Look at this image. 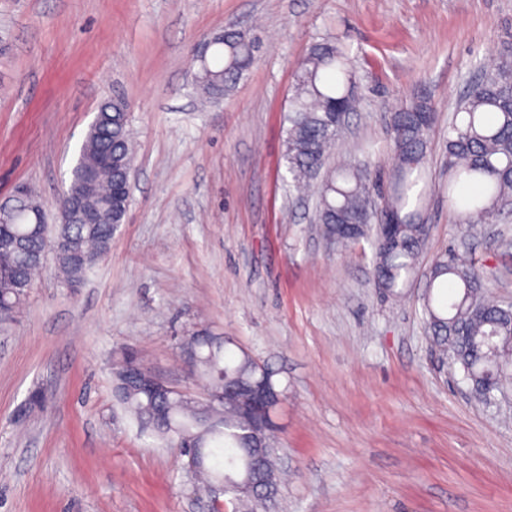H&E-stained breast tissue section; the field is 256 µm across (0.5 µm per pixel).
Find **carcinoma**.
Here are the masks:
<instances>
[{
	"label": "carcinoma",
	"instance_id": "1",
	"mask_svg": "<svg viewBox=\"0 0 512 512\" xmlns=\"http://www.w3.org/2000/svg\"><path fill=\"white\" fill-rule=\"evenodd\" d=\"M260 40L233 26L208 52L193 55L197 85L217 100L234 87L255 62ZM354 63L348 51L332 43L312 45L297 69L286 121L285 159L288 187L299 195L317 185L315 223L326 238L346 246L372 238L375 286L396 297L416 267L428 237L419 207L425 190H416L424 178L429 153L428 131L435 108L426 97H416L390 121L392 190L384 196L380 177L364 166L330 161V150L340 135L346 116L355 111ZM80 151L93 168L112 156V171L134 170L127 104L112 100V124L89 130ZM448 171V204L463 224L487 223L512 209V48H505L483 77L460 98L448 123L445 144ZM30 205L39 210L41 223H30L31 211L21 207L14 223H0V321L14 317L26 293L17 288L21 279L33 280L42 265L48 224L44 203L31 194ZM386 208L393 220L391 241L378 233L375 211ZM127 202L112 200V219L103 224H59L55 238L65 242L56 254L58 269L68 284H78L90 264L80 256L102 259L111 249L112 237L122 223ZM487 293L474 261L448 248L437 254L427 280L423 309L431 346L441 356L460 365L469 385L500 390L512 369V308L489 304L476 313L474 297ZM196 370L219 390L236 379L250 376L245 358L227 354V344L202 343ZM123 407L140 424L152 428L179 448L199 446L200 489L227 476L239 462L237 434L245 423L235 416L232 400L224 399V418L198 419L195 404L174 397L166 404L144 392L120 389Z\"/></svg>",
	"mask_w": 512,
	"mask_h": 512
}]
</instances>
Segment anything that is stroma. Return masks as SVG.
<instances>
[{"mask_svg": "<svg viewBox=\"0 0 512 512\" xmlns=\"http://www.w3.org/2000/svg\"><path fill=\"white\" fill-rule=\"evenodd\" d=\"M258 34L250 72L201 101L192 54L227 25ZM355 60L358 99L334 151L388 175L389 123L414 95L437 118L429 235L400 299L368 242L339 248L288 189L284 115L309 47ZM512 43V0H0V200L49 205L101 102L129 111L135 170L112 248L76 288L47 253L0 325V512H211L178 448L123 412L124 353L195 399L181 344L226 336L277 370L278 492L257 512H512V393L479 400L425 339L434 257L470 251L512 305V215L467 230L444 144L466 86Z\"/></svg>", "mask_w": 512, "mask_h": 512, "instance_id": "stroma-1", "label": "stroma"}]
</instances>
